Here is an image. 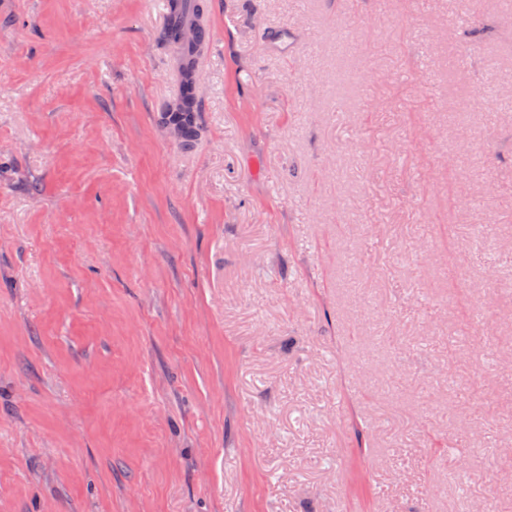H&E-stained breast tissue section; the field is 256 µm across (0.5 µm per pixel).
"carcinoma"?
<instances>
[{
  "instance_id": "obj_1",
  "label": "carcinoma",
  "mask_w": 512,
  "mask_h": 512,
  "mask_svg": "<svg viewBox=\"0 0 512 512\" xmlns=\"http://www.w3.org/2000/svg\"><path fill=\"white\" fill-rule=\"evenodd\" d=\"M201 49L202 41L200 40L191 44L182 43L177 48L182 94L179 102L168 108L162 115V119L170 126L180 146L185 150L193 148L201 135L199 115L193 98L195 57L200 54Z\"/></svg>"
}]
</instances>
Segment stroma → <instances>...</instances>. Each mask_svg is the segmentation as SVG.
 <instances>
[{
	"label": "stroma",
	"instance_id": "1",
	"mask_svg": "<svg viewBox=\"0 0 512 512\" xmlns=\"http://www.w3.org/2000/svg\"><path fill=\"white\" fill-rule=\"evenodd\" d=\"M161 2L0 0V512H512V0H205L189 150Z\"/></svg>",
	"mask_w": 512,
	"mask_h": 512
}]
</instances>
